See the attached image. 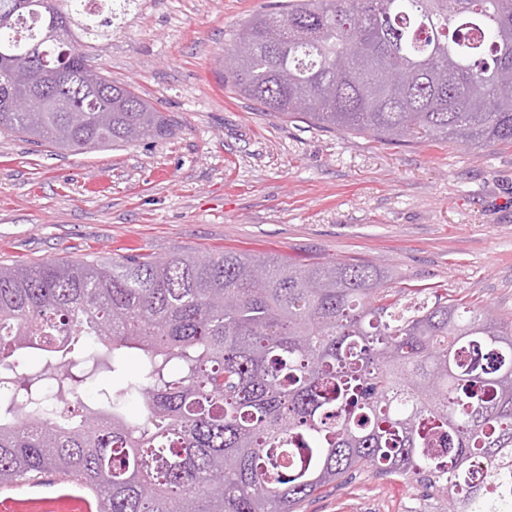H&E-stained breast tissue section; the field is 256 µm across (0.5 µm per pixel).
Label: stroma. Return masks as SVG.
<instances>
[{"instance_id":"35a3bbf8","label":"stroma","mask_w":512,"mask_h":512,"mask_svg":"<svg viewBox=\"0 0 512 512\" xmlns=\"http://www.w3.org/2000/svg\"><path fill=\"white\" fill-rule=\"evenodd\" d=\"M284 0H141L120 32L79 38L172 124L86 153L0 133V262L224 249L386 264L512 321V143H385L263 111L221 83L231 32ZM298 512H448L420 480L367 469Z\"/></svg>"}]
</instances>
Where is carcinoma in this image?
<instances>
[{
  "instance_id": "1",
  "label": "carcinoma",
  "mask_w": 512,
  "mask_h": 512,
  "mask_svg": "<svg viewBox=\"0 0 512 512\" xmlns=\"http://www.w3.org/2000/svg\"><path fill=\"white\" fill-rule=\"evenodd\" d=\"M0 71L36 53L80 123L48 103L0 131L71 151L164 138L168 120L93 69L78 0H0ZM219 76L268 112L380 141L512 142V0H288L231 34ZM378 264L233 251L0 265V484L53 470L100 512H297L373 468L448 492V512L512 500V323L451 294L393 288ZM141 367L69 408L102 369ZM30 351L41 364L22 368ZM137 406L133 415L128 404Z\"/></svg>"
}]
</instances>
